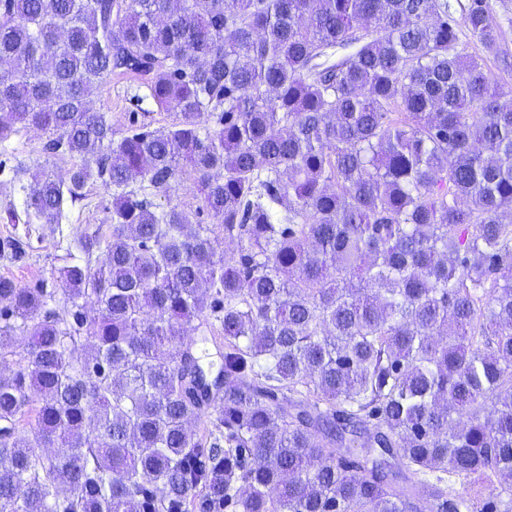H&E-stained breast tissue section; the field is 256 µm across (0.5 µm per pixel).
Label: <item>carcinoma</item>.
I'll list each match as a JSON object with an SVG mask.
<instances>
[{
  "label": "carcinoma",
  "instance_id": "carcinoma-1",
  "mask_svg": "<svg viewBox=\"0 0 512 512\" xmlns=\"http://www.w3.org/2000/svg\"><path fill=\"white\" fill-rule=\"evenodd\" d=\"M502 33L490 0H0V219L112 195L56 287L0 277V512H512ZM114 75L178 122L116 130ZM27 128L65 177L24 182ZM186 170L216 223L153 201Z\"/></svg>",
  "mask_w": 512,
  "mask_h": 512
}]
</instances>
